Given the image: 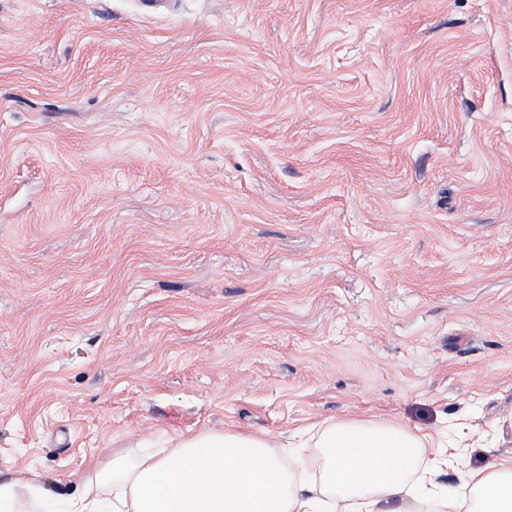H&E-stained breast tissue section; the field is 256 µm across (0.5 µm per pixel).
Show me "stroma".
<instances>
[{
	"label": "stroma",
	"mask_w": 512,
	"mask_h": 512,
	"mask_svg": "<svg viewBox=\"0 0 512 512\" xmlns=\"http://www.w3.org/2000/svg\"><path fill=\"white\" fill-rule=\"evenodd\" d=\"M360 418L512 455V0H0V472Z\"/></svg>",
	"instance_id": "35a3bbf8"
}]
</instances>
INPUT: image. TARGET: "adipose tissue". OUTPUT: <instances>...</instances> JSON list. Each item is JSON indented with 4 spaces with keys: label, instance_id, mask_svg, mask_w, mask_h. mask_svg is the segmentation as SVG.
Here are the masks:
<instances>
[{
    "label": "adipose tissue",
    "instance_id": "adipose-tissue-1",
    "mask_svg": "<svg viewBox=\"0 0 512 512\" xmlns=\"http://www.w3.org/2000/svg\"><path fill=\"white\" fill-rule=\"evenodd\" d=\"M320 479L293 478L263 436L183 437L137 459L126 449L72 488L36 473L0 476V512H512V459L466 471L456 487L425 465L417 434L366 419L323 423Z\"/></svg>",
    "mask_w": 512,
    "mask_h": 512
}]
</instances>
